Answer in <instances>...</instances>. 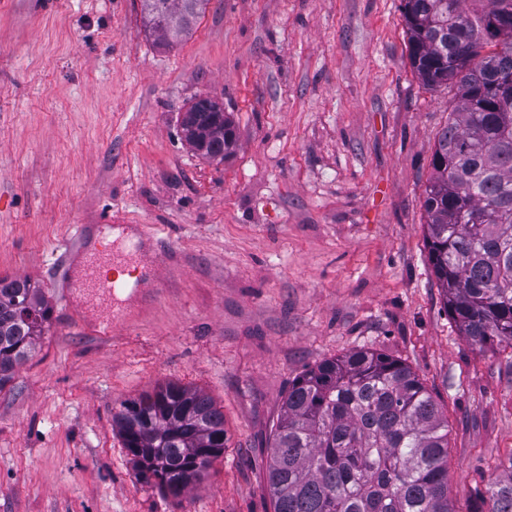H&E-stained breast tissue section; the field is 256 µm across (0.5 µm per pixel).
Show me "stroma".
Segmentation results:
<instances>
[{
    "label": "stroma",
    "instance_id": "obj_1",
    "mask_svg": "<svg viewBox=\"0 0 512 512\" xmlns=\"http://www.w3.org/2000/svg\"><path fill=\"white\" fill-rule=\"evenodd\" d=\"M34 2L0 0V276L31 279L52 320L0 391V512H273L290 382L357 349L431 390L469 512L512 454V348L466 342L428 262L424 190L457 98L413 73L401 0H211L170 47L139 0ZM203 95L233 122L221 162L180 134ZM92 248L130 269L150 254L161 281L113 305L106 336L78 321ZM164 381L208 393L227 438L177 499L138 480L112 425Z\"/></svg>",
    "mask_w": 512,
    "mask_h": 512
}]
</instances>
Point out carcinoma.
<instances>
[{"instance_id":"1","label":"carcinoma","mask_w":512,"mask_h":512,"mask_svg":"<svg viewBox=\"0 0 512 512\" xmlns=\"http://www.w3.org/2000/svg\"><path fill=\"white\" fill-rule=\"evenodd\" d=\"M146 30L170 45L210 0H139ZM512 0H402L408 61L423 85L456 88L424 192L425 247L444 305L466 340L512 348ZM183 134L224 160L235 133L196 99ZM51 309L28 278L0 277V391L35 351ZM138 478L178 498L224 455V412L175 382L124 400L112 415ZM448 420L405 362L356 350L291 382L268 454L274 512H456L448 499ZM469 512H512V455Z\"/></svg>"}]
</instances>
